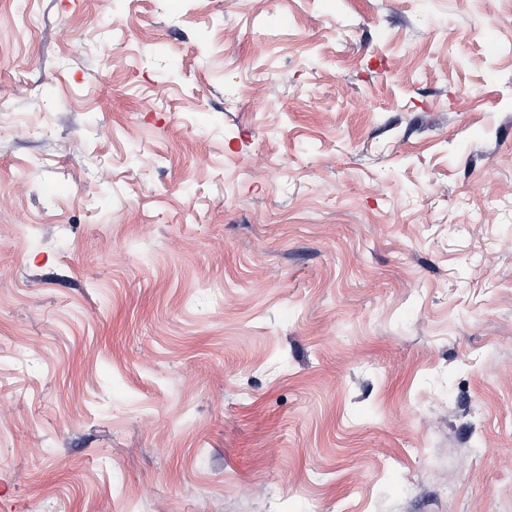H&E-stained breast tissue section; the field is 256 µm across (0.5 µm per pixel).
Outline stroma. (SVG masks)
<instances>
[{"mask_svg":"<svg viewBox=\"0 0 512 512\" xmlns=\"http://www.w3.org/2000/svg\"><path fill=\"white\" fill-rule=\"evenodd\" d=\"M0 512H512V0H0Z\"/></svg>","mask_w":512,"mask_h":512,"instance_id":"stroma-1","label":"stroma"}]
</instances>
